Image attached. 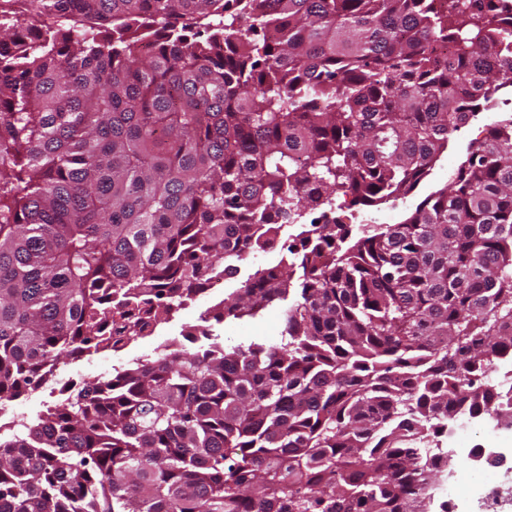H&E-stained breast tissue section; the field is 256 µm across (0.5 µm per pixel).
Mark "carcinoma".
Returning a JSON list of instances; mask_svg holds the SVG:
<instances>
[{"label": "carcinoma", "mask_w": 512, "mask_h": 512, "mask_svg": "<svg viewBox=\"0 0 512 512\" xmlns=\"http://www.w3.org/2000/svg\"><path fill=\"white\" fill-rule=\"evenodd\" d=\"M0 0V399L144 338L336 198L416 189L512 87L503 0ZM451 47V53L444 52ZM180 345L0 439V512H421L462 413L512 412V122L400 224L303 225ZM295 298L296 293L291 291L282 306L264 311L253 319H226L221 323L212 320L206 325H210L211 333L220 336L226 347L248 344L257 339L276 341L284 328V310Z\"/></svg>", "instance_id": "cac0c4a2"}]
</instances>
